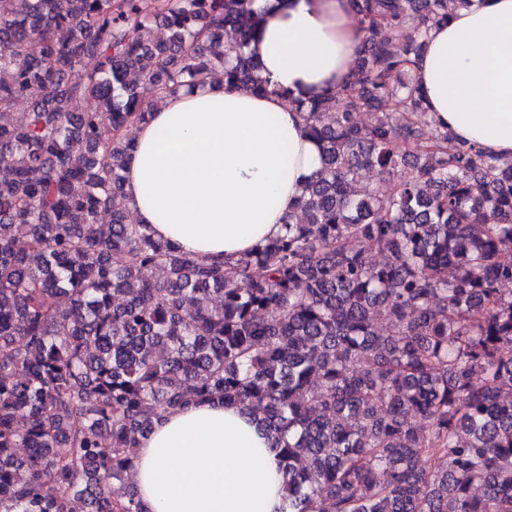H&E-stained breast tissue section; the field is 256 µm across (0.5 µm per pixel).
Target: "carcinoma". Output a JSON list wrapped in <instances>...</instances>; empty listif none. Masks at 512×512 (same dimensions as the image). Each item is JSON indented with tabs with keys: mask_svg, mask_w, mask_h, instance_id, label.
<instances>
[{
	"mask_svg": "<svg viewBox=\"0 0 512 512\" xmlns=\"http://www.w3.org/2000/svg\"><path fill=\"white\" fill-rule=\"evenodd\" d=\"M253 2L0 0V512H146L111 483L200 403L253 417L288 512H512V159L412 120L429 119L413 70L448 0H350L352 82L286 93L321 168L282 234L199 260L128 222L123 131L157 98L218 72L269 92L244 52ZM411 159L393 191H352Z\"/></svg>",
	"mask_w": 512,
	"mask_h": 512,
	"instance_id": "cac0c4a2",
	"label": "carcinoma"
}]
</instances>
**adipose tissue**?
Instances as JSON below:
<instances>
[{"label":"adipose tissue","instance_id":"adipose-tissue-1","mask_svg":"<svg viewBox=\"0 0 512 512\" xmlns=\"http://www.w3.org/2000/svg\"><path fill=\"white\" fill-rule=\"evenodd\" d=\"M250 50L271 88L209 80L162 99L135 125L124 170L138 223L191 257L248 251L278 235L321 166L301 112L280 90L311 95L351 81L363 26L347 0H255ZM435 126L512 158V0H472L430 31L415 65ZM130 479L149 512H285L278 458L240 407L194 405L141 439Z\"/></svg>","mask_w":512,"mask_h":512}]
</instances>
